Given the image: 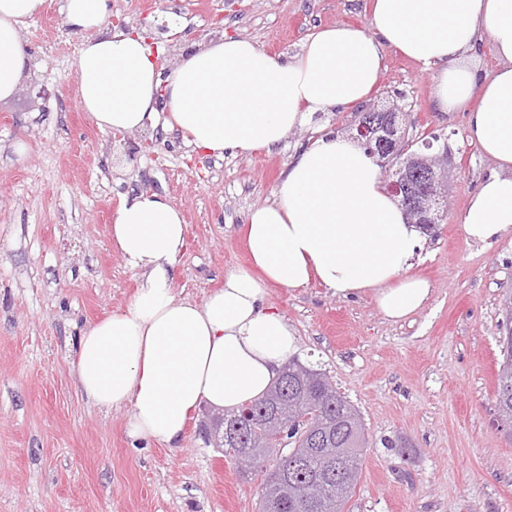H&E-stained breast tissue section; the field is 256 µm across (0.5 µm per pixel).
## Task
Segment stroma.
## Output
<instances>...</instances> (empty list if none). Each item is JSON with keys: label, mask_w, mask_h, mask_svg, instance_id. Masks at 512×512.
Wrapping results in <instances>:
<instances>
[{"label": "stroma", "mask_w": 512, "mask_h": 512, "mask_svg": "<svg viewBox=\"0 0 512 512\" xmlns=\"http://www.w3.org/2000/svg\"><path fill=\"white\" fill-rule=\"evenodd\" d=\"M371 0H111L113 18L166 48L224 32L272 54L297 53L316 29L366 24ZM61 0L22 27L30 73L0 102V512H258L261 469L244 473L217 448L206 408L189 419L178 451L135 449L130 406L104 411L74 381L81 330L126 309L140 282L114 249L124 197H167L182 212L186 249L176 299L204 302L247 265L244 226L268 204L293 157L320 128L347 132L357 104L288 132L279 151L216 157L156 129L154 156L129 160L128 143L78 104L80 39ZM173 11L180 37L161 22ZM435 68L386 50L372 103L401 108L409 138L439 133L452 160L447 215L409 272L433 292L394 323L372 295H332L317 282L273 286L268 305L295 328L301 362L325 369L365 427L358 483L346 512H512V434L494 404L498 325L512 294V234L486 246L461 215L493 163L466 138L464 112L434 100ZM47 88L50 99L39 98Z\"/></svg>", "instance_id": "1"}]
</instances>
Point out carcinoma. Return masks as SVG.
<instances>
[{
    "mask_svg": "<svg viewBox=\"0 0 512 512\" xmlns=\"http://www.w3.org/2000/svg\"><path fill=\"white\" fill-rule=\"evenodd\" d=\"M501 356L495 393L497 426L512 430V294L506 299L505 322L500 329ZM321 377L332 398L318 403L309 422L292 416L294 405L305 396L300 379L304 370ZM280 422L290 429L299 461L280 468L278 448L272 429L266 423ZM244 435L224 437V453L236 460L242 454L269 460L264 471L265 491L260 512H266L271 497L286 483L294 485L288 508L282 512H344L358 481L366 444L358 411L337 392L326 372L293 358L288 361V380L273 386L263 398L252 402L251 414L242 423Z\"/></svg>",
    "mask_w": 512,
    "mask_h": 512,
    "instance_id": "1",
    "label": "carcinoma"
}]
</instances>
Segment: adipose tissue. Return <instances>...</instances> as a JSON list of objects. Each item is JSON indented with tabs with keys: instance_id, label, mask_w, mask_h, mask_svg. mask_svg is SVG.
Returning a JSON list of instances; mask_svg holds the SVG:
<instances>
[{
	"instance_id": "obj_1",
	"label": "adipose tissue",
	"mask_w": 512,
	"mask_h": 512,
	"mask_svg": "<svg viewBox=\"0 0 512 512\" xmlns=\"http://www.w3.org/2000/svg\"><path fill=\"white\" fill-rule=\"evenodd\" d=\"M45 3L0 0V101L12 98L29 63L19 30ZM60 11L81 38L79 105L100 129L162 126L216 156L274 151L315 114L368 98L385 49L437 67L438 109L467 108V138L494 162L469 198L463 229L484 245L512 232V0H373L366 26L319 29L295 55L220 35L185 48L166 72L157 64L162 47L113 24L109 0H63ZM485 41L499 60L490 75L474 55ZM111 237L141 283L125 310L82 330L75 382L101 409L130 405L132 441L171 450L201 405L232 411L260 399L297 353L295 329L266 304L268 286L314 280L343 299L370 292L393 322L431 295L408 273L422 233L364 149L332 132L289 163L272 203L251 211L248 266L227 273L203 303L172 294L186 226L168 198L125 197Z\"/></svg>"
}]
</instances>
